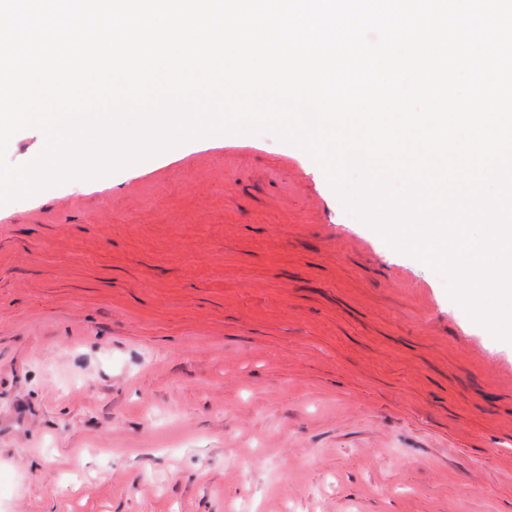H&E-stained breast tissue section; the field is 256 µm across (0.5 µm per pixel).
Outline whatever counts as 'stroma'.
Instances as JSON below:
<instances>
[{
    "label": "stroma",
    "mask_w": 512,
    "mask_h": 512,
    "mask_svg": "<svg viewBox=\"0 0 512 512\" xmlns=\"http://www.w3.org/2000/svg\"><path fill=\"white\" fill-rule=\"evenodd\" d=\"M0 512H512V350L270 133L0 205Z\"/></svg>",
    "instance_id": "35a3bbf8"
}]
</instances>
